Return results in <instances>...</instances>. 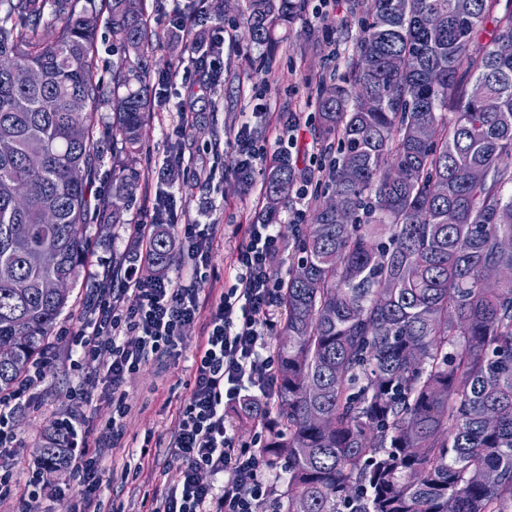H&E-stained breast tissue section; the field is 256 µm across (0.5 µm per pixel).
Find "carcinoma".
<instances>
[{
  "label": "carcinoma",
  "mask_w": 512,
  "mask_h": 512,
  "mask_svg": "<svg viewBox=\"0 0 512 512\" xmlns=\"http://www.w3.org/2000/svg\"><path fill=\"white\" fill-rule=\"evenodd\" d=\"M103 2L118 55L108 79L96 67L95 0H0V58L12 66L0 70V344H11L0 393L23 380L68 303L45 284L72 283L82 266L96 113L112 111L125 202L145 177L147 58L160 37L144 0ZM301 2L243 0L252 42L271 43ZM361 8L351 86L324 81L317 92L326 189L343 210L316 208L293 239L274 417L251 418L267 465L286 473L274 512H512V281L483 285L487 269H512L500 245L512 240V0ZM166 40L214 51L180 31ZM486 96L498 102L491 112ZM419 124L431 129L424 142L411 134ZM476 167L486 183L469 181ZM296 180L275 158L260 223H280L281 187ZM125 212L109 200L100 223L123 224ZM175 254L170 233L154 235L156 273ZM67 444L46 432L40 457L61 468Z\"/></svg>",
  "instance_id": "cac0c4a2"
}]
</instances>
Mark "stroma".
<instances>
[{
  "mask_svg": "<svg viewBox=\"0 0 512 512\" xmlns=\"http://www.w3.org/2000/svg\"><path fill=\"white\" fill-rule=\"evenodd\" d=\"M188 0H146L153 30L167 34L174 13L186 16L193 32L211 38L223 31L224 65L214 69L212 58L183 52L174 68L167 47H158L151 59L155 110L139 145L141 164L147 178L128 208L133 220L152 222L158 189L153 174L158 162L170 151H182V178L172 191L188 220L216 227L211 263L201 286L209 300H218L224 287L234 281L231 257L242 242L246 225L255 223L263 207L260 185L246 186L235 169V136L241 124L268 152H275V140L284 134L287 118L300 120L305 141L320 143V122L314 95L320 80L346 76V61L356 48L357 0H333L330 15L316 20L300 13L292 23L276 28L271 44L251 41L247 16L240 0H230L219 13H187ZM172 59V58H171ZM193 118L183 137L172 132L173 119L181 109ZM95 149L102 159L92 175L93 197H112V115L96 116ZM206 170L209 183L198 182L195 174ZM86 267L70 288L67 306L55 321L46 349L47 375L25 394L26 404L16 421L18 444L0 448V476L10 478L12 493L0 501V512H63L51 494L60 485L78 492L80 481L73 469H42L43 495L24 500L25 483L38 460V444L44 428L70 420L77 430L95 440L100 428L112 417V385L102 360L80 354L78 331L86 300L110 255L131 244L127 228L112 224H89ZM204 322L196 320L183 330L179 357H155L138 372L130 374L122 388L130 409L117 447L105 454L101 498L104 512H152L159 507L166 489L181 478L180 465L169 449L176 433V418L187 400L191 386V355L203 335ZM87 384L86 398L74 394ZM149 453L136 477H125L134 451Z\"/></svg>",
  "mask_w": 512,
  "mask_h": 512,
  "instance_id": "obj_1",
  "label": "stroma"
}]
</instances>
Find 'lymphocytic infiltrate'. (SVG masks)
I'll return each instance as SVG.
<instances>
[{"instance_id": "f902f5d3", "label": "lymphocytic infiltrate", "mask_w": 512, "mask_h": 512, "mask_svg": "<svg viewBox=\"0 0 512 512\" xmlns=\"http://www.w3.org/2000/svg\"><path fill=\"white\" fill-rule=\"evenodd\" d=\"M132 234L136 256L107 264L79 331L84 355L106 360L112 418L94 443H81L74 451L80 495L68 496L62 487L56 494L65 512H101L103 451L117 446L122 435L129 413L122 395L127 376L150 358L177 354L184 326L205 311L208 321L193 353V387L177 418L174 457L182 478L168 491L162 512H261L271 496L266 466L228 432L224 409L247 389L264 396L272 390L277 358L267 353L265 336L278 308L279 235L271 224L248 225L246 242L233 259V284L207 305L199 283L210 265L213 225H181L179 262L189 271L185 278L142 279L136 258L146 255L153 227L136 224ZM204 472L211 482L201 481Z\"/></svg>"}]
</instances>
